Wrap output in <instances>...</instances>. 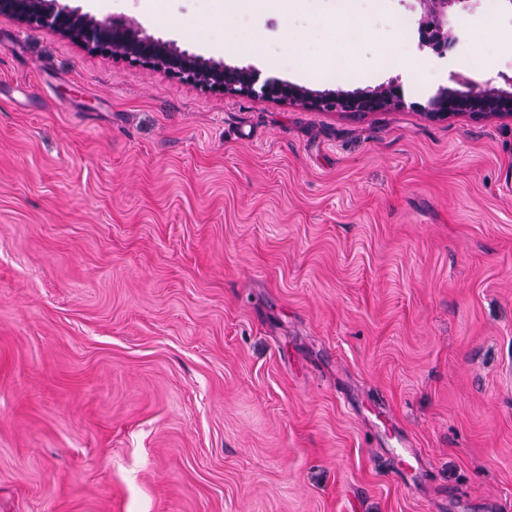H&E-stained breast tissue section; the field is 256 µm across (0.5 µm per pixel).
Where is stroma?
I'll return each instance as SVG.
<instances>
[{
  "mask_svg": "<svg viewBox=\"0 0 512 512\" xmlns=\"http://www.w3.org/2000/svg\"><path fill=\"white\" fill-rule=\"evenodd\" d=\"M354 115L0 14V512H512V0H63ZM362 23L344 40L347 16ZM346 55L344 78L326 63ZM470 0H418L423 18L419 22L420 46L431 49L439 57L447 54L455 38L448 32V20H444L448 6ZM506 83L509 89L488 86L470 87L466 90L439 88L428 99L422 113L433 120L461 114L474 118L512 119V78H508Z\"/></svg>",
  "mask_w": 512,
  "mask_h": 512,
  "instance_id": "stroma-1",
  "label": "stroma"
}]
</instances>
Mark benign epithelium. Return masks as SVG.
Returning a JSON list of instances; mask_svg holds the SVG:
<instances>
[{
    "label": "benign epithelium",
    "mask_w": 512,
    "mask_h": 512,
    "mask_svg": "<svg viewBox=\"0 0 512 512\" xmlns=\"http://www.w3.org/2000/svg\"><path fill=\"white\" fill-rule=\"evenodd\" d=\"M423 11L419 22L420 46L443 57L455 38L444 20L448 6L468 0H417ZM7 13L20 24L47 27L72 43L93 51L120 54L153 69L180 75L226 94L262 97L291 102L306 109L366 114L403 106L400 83L391 81L368 91H315L278 79L257 85L258 72L222 60L205 58L180 49L174 42L154 37L122 18L98 19L60 0H0V14ZM509 88L441 87L422 108L429 119H447L468 114L474 118L512 119V78Z\"/></svg>",
    "instance_id": "7a95c632"
}]
</instances>
